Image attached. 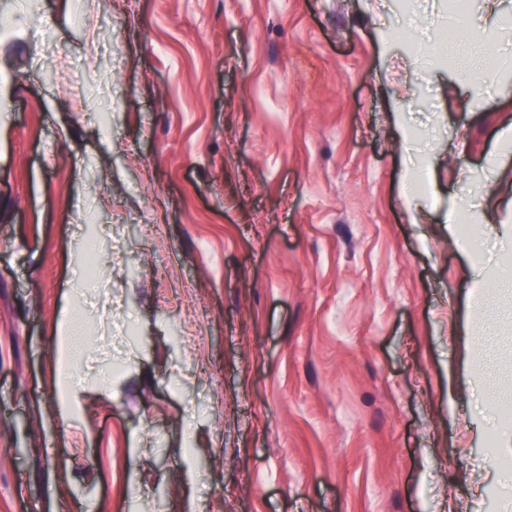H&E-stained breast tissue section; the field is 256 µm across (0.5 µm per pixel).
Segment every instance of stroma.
Instances as JSON below:
<instances>
[{
  "instance_id": "obj_1",
  "label": "stroma",
  "mask_w": 512,
  "mask_h": 512,
  "mask_svg": "<svg viewBox=\"0 0 512 512\" xmlns=\"http://www.w3.org/2000/svg\"><path fill=\"white\" fill-rule=\"evenodd\" d=\"M510 16L0 0V512H512ZM57 363L65 371V378L58 387L56 395V415L60 427H69L77 408L81 405L82 388L74 372L69 373L71 363H65L63 356L82 352L88 343L77 321L68 309H63L54 325Z\"/></svg>"
}]
</instances>
